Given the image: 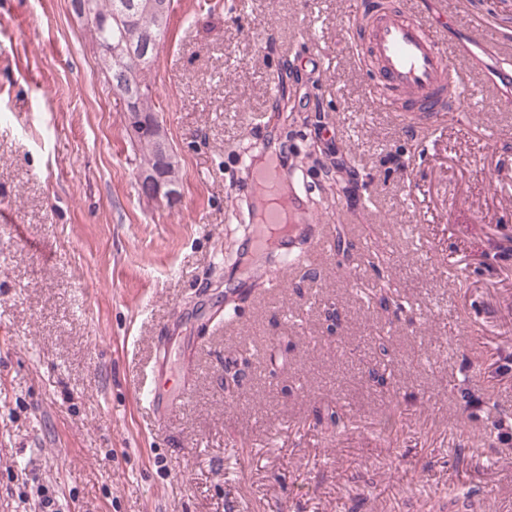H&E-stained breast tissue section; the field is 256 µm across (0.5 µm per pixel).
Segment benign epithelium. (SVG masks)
Masks as SVG:
<instances>
[{"mask_svg": "<svg viewBox=\"0 0 512 512\" xmlns=\"http://www.w3.org/2000/svg\"><path fill=\"white\" fill-rule=\"evenodd\" d=\"M155 45L152 37L145 33L137 36L136 45L126 47H112L110 43H95L93 49L97 57V64L101 74L112 80V61H119V70L122 77L130 76L134 71L151 61L149 48ZM126 104V119L130 132L138 134H150L157 148V167L143 170L139 174L141 193L151 201L165 199L173 202L179 197V183L169 179L165 173L171 162V147L166 130L158 117L148 112L137 111L136 96L133 89L128 88L124 92Z\"/></svg>", "mask_w": 512, "mask_h": 512, "instance_id": "obj_1", "label": "benign epithelium"}]
</instances>
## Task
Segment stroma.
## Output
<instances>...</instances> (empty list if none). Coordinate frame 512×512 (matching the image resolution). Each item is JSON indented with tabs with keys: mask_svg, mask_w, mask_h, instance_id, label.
Listing matches in <instances>:
<instances>
[{
	"mask_svg": "<svg viewBox=\"0 0 512 512\" xmlns=\"http://www.w3.org/2000/svg\"><path fill=\"white\" fill-rule=\"evenodd\" d=\"M355 2L173 0L152 71L170 205L140 194L69 0H0V512H39L40 486L64 512H443L462 487L512 512V88L395 110ZM475 18L512 37V0H467L456 26ZM263 142L380 271L330 248L266 295L278 235L246 263L238 228ZM383 281L412 315L367 302ZM159 345L196 357L164 432L136 391Z\"/></svg>",
	"mask_w": 512,
	"mask_h": 512,
	"instance_id": "stroma-1",
	"label": "stroma"
}]
</instances>
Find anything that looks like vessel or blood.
Here are the masks:
<instances>
[{
	"instance_id": "b4317fda",
	"label": "vessel or blood",
	"mask_w": 512,
	"mask_h": 512,
	"mask_svg": "<svg viewBox=\"0 0 512 512\" xmlns=\"http://www.w3.org/2000/svg\"><path fill=\"white\" fill-rule=\"evenodd\" d=\"M465 7L464 0H453L450 7L441 8L435 19L428 20L414 9L393 6L385 0L382 8L368 16L364 27L368 34L366 54L375 65L379 84L404 96L413 111L430 116L448 110L447 75H456V95L464 97L472 76L467 72H453L454 61L472 57L474 50H482L496 62L491 89L512 86V40L502 38L486 42L481 26L474 25L463 37L450 36L448 21ZM261 177L252 205L267 228L279 229L307 220L306 202L292 196L288 204H281L283 185L288 176L279 165L267 162L258 166ZM178 386L181 402L192 396L188 378L171 380L164 372L149 370L140 382L137 392L147 407L156 408V422L168 426L173 417L171 410L158 407L160 390L167 384Z\"/></svg>"
}]
</instances>
